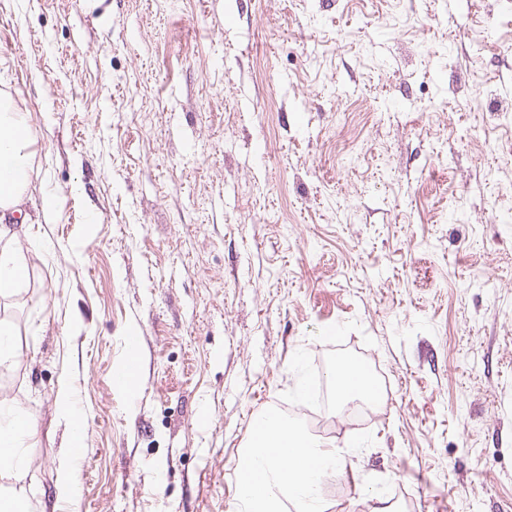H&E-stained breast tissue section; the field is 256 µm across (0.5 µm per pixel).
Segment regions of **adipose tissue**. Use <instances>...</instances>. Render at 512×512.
Segmentation results:
<instances>
[{
    "label": "adipose tissue",
    "instance_id": "adipose-tissue-1",
    "mask_svg": "<svg viewBox=\"0 0 512 512\" xmlns=\"http://www.w3.org/2000/svg\"><path fill=\"white\" fill-rule=\"evenodd\" d=\"M34 136L25 113L11 100L0 99V302L18 294L26 279L20 233L6 227L5 220L23 199L27 181L14 180L27 172ZM332 381L339 400L358 398L376 403L375 381L353 360L338 358ZM37 434L34 420L18 403L0 400V512H33L29 500L16 485L29 471L24 443ZM254 460L245 494L239 495V512H326L322 484L340 470L346 460L343 449L323 448L292 424L271 419L255 429L246 448Z\"/></svg>",
    "mask_w": 512,
    "mask_h": 512
}]
</instances>
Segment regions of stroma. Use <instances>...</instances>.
I'll return each mask as SVG.
<instances>
[{
	"instance_id": "stroma-1",
	"label": "stroma",
	"mask_w": 512,
	"mask_h": 512,
	"mask_svg": "<svg viewBox=\"0 0 512 512\" xmlns=\"http://www.w3.org/2000/svg\"><path fill=\"white\" fill-rule=\"evenodd\" d=\"M0 95L38 512H234L268 406L357 449L327 512H512V0H0ZM341 354L369 415L299 395ZM34 136L26 113L19 112L10 99H0V223L7 221L23 199L27 188V170ZM22 172L24 178L15 181L13 173Z\"/></svg>"
}]
</instances>
